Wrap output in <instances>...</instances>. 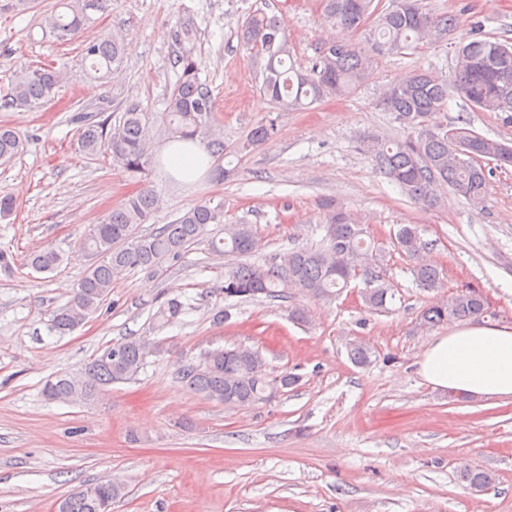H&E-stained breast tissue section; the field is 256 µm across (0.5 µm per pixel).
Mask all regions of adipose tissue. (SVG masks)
<instances>
[{
	"label": "adipose tissue",
	"mask_w": 512,
	"mask_h": 512,
	"mask_svg": "<svg viewBox=\"0 0 512 512\" xmlns=\"http://www.w3.org/2000/svg\"><path fill=\"white\" fill-rule=\"evenodd\" d=\"M165 171L178 183L204 177L213 159L196 142L166 143L160 153ZM432 388L492 399L512 398V328L470 324L436 337L420 361Z\"/></svg>",
	"instance_id": "adipose-tissue-1"
}]
</instances>
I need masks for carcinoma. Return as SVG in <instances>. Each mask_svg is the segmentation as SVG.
Returning a JSON list of instances; mask_svg holds the SVG:
<instances>
[{"label":"carcinoma","mask_w":512,"mask_h":512,"mask_svg":"<svg viewBox=\"0 0 512 512\" xmlns=\"http://www.w3.org/2000/svg\"><path fill=\"white\" fill-rule=\"evenodd\" d=\"M110 5L111 0H57L54 8L42 16L43 34L54 43L70 41L91 23L92 13L104 12ZM322 16L338 30L334 42L339 47L331 56L318 55L309 70L288 64L292 50L281 19L254 14L241 28L242 43L263 61L262 93L279 110H300L352 94L378 58L436 42L459 23L454 14L430 12L421 0H397L385 8L375 0H322ZM175 37L180 52L174 61L177 81L165 108L168 136L175 141H197L209 155L221 159L224 137L214 115L215 98L199 77L194 55L196 33L182 25ZM123 43V36L109 33L82 41L81 62L88 75L105 78L120 62ZM65 81L63 70L48 64L16 74L0 98V109L41 108ZM454 96L480 111L505 112L512 123V42L475 38L455 49L451 76L427 69L388 87L380 105L396 122L411 129V134L401 140L369 135L361 140L360 148L373 166L414 202L435 207L448 189L472 207L482 209L490 195V172L475 159H490L499 167L511 165L512 145L481 135L465 122L441 127L429 124L428 120L448 108V99ZM93 111L97 115L78 117L79 151L88 159L102 155L109 165L133 176L145 173L151 162L149 114L133 101L118 113L108 114L102 106ZM273 133V124H259L251 129L247 144L263 145ZM24 144L18 131L0 126V160L8 161L20 154ZM156 205L152 190L143 188L90 225L81 247L96 261L66 305L53 313L54 331L65 334L76 329L99 308L113 281L127 271L152 270L164 260L179 258L186 245L199 239L209 224L224 225V237L211 240V250L237 259L224 272L226 300L284 301L296 289L311 297L332 298L359 279L364 285L360 298L365 308L376 314L387 312L396 298L395 289L386 279L392 249L413 262L417 287L429 290L440 277V271L423 260L426 243L415 225H401L391 244L386 245L367 234L357 215L331 201L322 204L324 235L318 245L274 253L257 264L246 262L260 248L252 225L224 223V205L200 203L170 224L137 233V227L149 221ZM60 261L59 253L51 248L29 258L31 267L42 272L53 270ZM183 312V304L171 299L156 318L164 325L170 324ZM490 315L484 295L467 288L423 309L417 324L428 330ZM167 350L165 343L146 336L125 339L92 358L79 375L47 380L42 395L48 401L64 404L91 401L104 388L135 379L149 354ZM347 352L358 366L371 362L372 351L360 340L348 342ZM182 379L205 398L229 409L268 402L298 382V377L288 372L271 375L265 357L250 347L209 350L199 364L183 370ZM459 477L474 492L484 491L495 481L493 472L469 465L460 468ZM122 494L123 487L110 480L82 484L65 496L67 512H102L103 500Z\"/></svg>","instance_id":"1"}]
</instances>
